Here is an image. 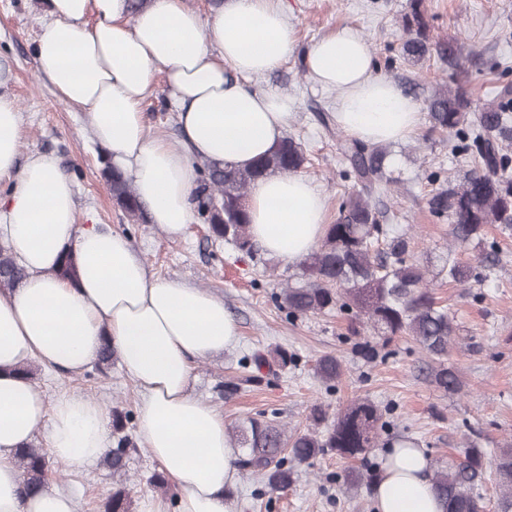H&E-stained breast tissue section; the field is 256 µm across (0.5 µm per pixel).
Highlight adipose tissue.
Listing matches in <instances>:
<instances>
[{
  "instance_id": "obj_1",
  "label": "adipose tissue",
  "mask_w": 512,
  "mask_h": 512,
  "mask_svg": "<svg viewBox=\"0 0 512 512\" xmlns=\"http://www.w3.org/2000/svg\"><path fill=\"white\" fill-rule=\"evenodd\" d=\"M36 44L40 74L83 112L95 142L132 180L151 223L169 235L195 217L196 161L246 167L268 154L296 117L297 102L246 78L273 71L294 49L281 0H225L204 14L184 0H43ZM306 76L337 92L336 122L373 144L404 140L420 124L410 96L375 75L359 33L344 27L305 55ZM165 88L181 137L150 135L141 106ZM22 115L0 92V240L26 271L0 292V512H76L50 490L32 496L20 483L15 453L44 432L48 454L71 465L96 461L108 437L101 405L71 394L46 404L20 369L31 363L76 372L111 342L141 391L138 434L179 489L177 512H231L228 488L240 477L238 452L223 416L189 391L193 363L238 339L224 302L203 288L152 278L121 232L78 228L72 182L56 157L20 161ZM326 199L302 175L270 173L247 199L254 240L281 261L299 262L321 242ZM70 256L72 279L55 276ZM421 449L393 448L375 488L377 512H442Z\"/></svg>"
}]
</instances>
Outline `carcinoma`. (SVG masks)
Here are the masks:
<instances>
[{
    "instance_id": "obj_1",
    "label": "carcinoma",
    "mask_w": 512,
    "mask_h": 512,
    "mask_svg": "<svg viewBox=\"0 0 512 512\" xmlns=\"http://www.w3.org/2000/svg\"><path fill=\"white\" fill-rule=\"evenodd\" d=\"M405 27L411 38L403 45L404 54L424 56L432 46L420 13L413 12ZM432 48L443 58L455 55L451 43ZM467 108L464 93L446 86L428 102L433 128L448 133L451 152L470 163L466 177L458 184L433 190L428 205L434 214L448 217L454 248L481 243L489 261L498 258L499 248L496 242H487V226L512 229V82H500L493 99L481 111L471 113ZM340 150L345 174L354 182L353 191L342 201L336 223L328 225L319 246L300 262V282L283 289V306L301 317L334 309L347 312L353 335L367 322L383 337L412 336L437 360L436 384L458 393L462 382L445 364L455 333L448 309L437 302L423 266L410 258L408 241L387 237L377 218L373 198L389 184L387 147L345 135ZM304 163L302 148L292 137L283 138L269 154L246 168L203 162L196 202L211 236L243 255L253 254L255 242L249 233L246 209L250 186L270 172L295 174ZM105 173L113 199L128 217H138L142 206L131 182L115 168L107 167ZM440 274L450 283L466 286L473 270L450 256ZM24 277L9 248L1 244L0 292L16 287ZM315 373L332 388L341 378V364L336 356L325 354L317 360ZM309 419L307 430L292 435L287 424L275 419L251 418L236 426L230 440L242 449L240 468L266 476L271 492H284L292 485L293 469L288 463L309 464L329 453L347 459L364 456L378 445L388 427L381 409L367 398L350 401L332 420L322 406L315 405ZM133 447L132 438L125 434L108 449L103 463L112 476H128ZM17 462L25 491L38 494L49 489V465L43 449L31 445L22 448ZM496 471L500 477V512H512L511 447L500 449ZM485 478V455L476 447L447 468L434 470L432 481L443 512H485L479 492ZM129 508L128 493L119 488L104 512H129Z\"/></svg>"
}]
</instances>
